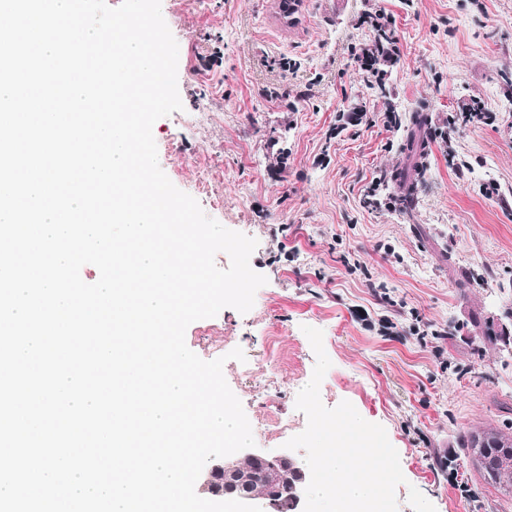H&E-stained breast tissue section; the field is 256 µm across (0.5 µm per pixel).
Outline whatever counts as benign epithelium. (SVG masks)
Wrapping results in <instances>:
<instances>
[{
  "label": "benign epithelium",
  "mask_w": 512,
  "mask_h": 512,
  "mask_svg": "<svg viewBox=\"0 0 512 512\" xmlns=\"http://www.w3.org/2000/svg\"><path fill=\"white\" fill-rule=\"evenodd\" d=\"M471 450L475 461L482 464L487 474L495 479H503V485L512 491V481L508 474L512 473V437L499 441H491L485 436L472 438ZM253 462L264 471L280 474L288 471L294 464V459L286 451L269 454L255 448L239 452V457L232 460L226 458L212 459L209 466L197 480L202 490L213 498H234L244 503H251L256 498L269 499L271 495L266 491L250 490L244 492L234 480V474L241 462ZM309 481V471L304 468L294 473L293 491L294 507L299 509L304 504V489Z\"/></svg>",
  "instance_id": "7a95c632"
}]
</instances>
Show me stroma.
<instances>
[{"label": "stroma", "instance_id": "1", "mask_svg": "<svg viewBox=\"0 0 512 512\" xmlns=\"http://www.w3.org/2000/svg\"><path fill=\"white\" fill-rule=\"evenodd\" d=\"M161 0L179 47L180 111L152 128L170 181L258 245L252 309L186 330L224 377L258 448L307 426L295 407L322 330L329 408L382 425L405 484L436 512H512L460 435L512 434V0ZM395 40L369 85L364 51ZM426 155L412 204L388 182L414 114ZM241 348L244 361L230 359Z\"/></svg>", "mask_w": 512, "mask_h": 512}]
</instances>
